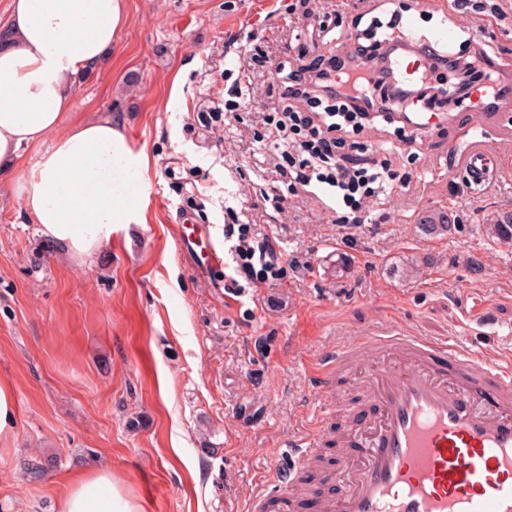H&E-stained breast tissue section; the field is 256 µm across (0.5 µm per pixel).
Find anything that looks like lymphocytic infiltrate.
<instances>
[{"instance_id":"f902f5d3","label":"lymphocytic infiltrate","mask_w":512,"mask_h":512,"mask_svg":"<svg viewBox=\"0 0 512 512\" xmlns=\"http://www.w3.org/2000/svg\"><path fill=\"white\" fill-rule=\"evenodd\" d=\"M485 63L486 55L479 48L470 59H453L448 64L452 74L450 83L415 89L413 97L430 105H442L450 99L463 100L468 97L473 80ZM327 78L323 70L308 78L314 99L330 103L328 110L321 113L320 123H312L309 117L291 111L269 116L271 130L268 137L274 148L281 151V162L276 171L304 187L317 182L336 188L345 206L359 212L367 199L379 196L388 169L383 164L354 168L337 159V149L346 144L345 132H360L371 114L351 106V96L344 91L348 76H341L332 87L327 86ZM233 251V274L243 280H258L279 270L280 254L270 237L257 241L248 233H241Z\"/></svg>"}]
</instances>
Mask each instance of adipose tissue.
<instances>
[{"mask_svg":"<svg viewBox=\"0 0 512 512\" xmlns=\"http://www.w3.org/2000/svg\"><path fill=\"white\" fill-rule=\"evenodd\" d=\"M125 0H11L0 43V182L20 176L27 215L75 256L142 221L149 160L111 118L70 117L79 77L112 54ZM62 512H142L110 470L70 478Z\"/></svg>","mask_w":512,"mask_h":512,"instance_id":"obj_1","label":"adipose tissue"}]
</instances>
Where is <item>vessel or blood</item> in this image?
Instances as JSON below:
<instances>
[{"label": "vessel or blood", "mask_w": 512, "mask_h": 512, "mask_svg": "<svg viewBox=\"0 0 512 512\" xmlns=\"http://www.w3.org/2000/svg\"><path fill=\"white\" fill-rule=\"evenodd\" d=\"M400 39L381 65L393 89L421 79L447 78L437 50L409 60ZM504 158L486 144L469 143L460 170L471 191L496 181ZM182 249L204 272L224 266V253L206 225L183 233ZM355 387L361 409L347 414V437L337 438L336 465L322 469V434L299 443L292 460L270 469L279 487L263 494L262 512H512V361L445 341L391 330L326 353L310 377L329 397L338 380ZM333 483L336 494L302 503L308 475Z\"/></svg>", "instance_id": "vessel-or-blood-1"}]
</instances>
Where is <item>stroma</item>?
I'll return each instance as SVG.
<instances>
[{"mask_svg": "<svg viewBox=\"0 0 512 512\" xmlns=\"http://www.w3.org/2000/svg\"><path fill=\"white\" fill-rule=\"evenodd\" d=\"M126 3L112 55L73 110L111 116L146 149L143 223L74 257L0 183V381L16 421L0 445V512H61L70 476L102 467L143 512H253L270 461L340 421L338 399L307 377L323 352L397 327L512 358V243L485 229L512 212V161L481 193L456 176L477 129L512 158V113L485 117L466 101L410 143L403 123L375 119L353 157L392 176L359 226L338 223L333 188L296 192L276 175L266 115L323 111L296 95L300 75L406 32L448 35L444 50L464 58L477 36L488 57L512 58V0L447 13L423 0ZM438 208L459 231L421 236L419 217ZM183 224L207 225L226 248L250 225L271 237L282 271L241 289L220 272L202 278L181 250ZM415 257L418 276L396 274Z\"/></svg>", "mask_w": 512, "mask_h": 512, "instance_id": "1", "label": "stroma"}]
</instances>
